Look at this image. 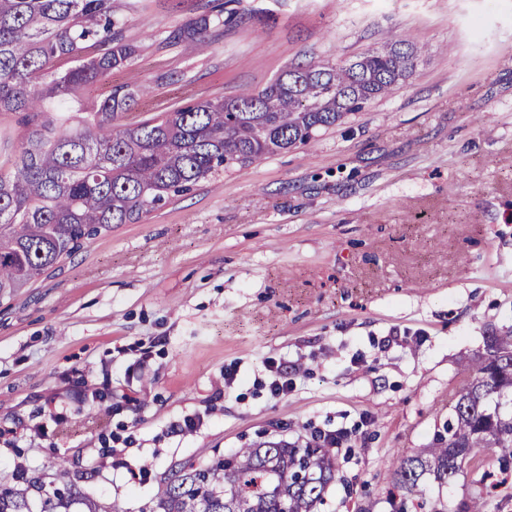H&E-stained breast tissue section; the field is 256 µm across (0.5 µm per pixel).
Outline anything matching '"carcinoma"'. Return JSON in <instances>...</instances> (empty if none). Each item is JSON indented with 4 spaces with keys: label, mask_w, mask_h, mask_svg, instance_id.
<instances>
[{
    "label": "carcinoma",
    "mask_w": 512,
    "mask_h": 512,
    "mask_svg": "<svg viewBox=\"0 0 512 512\" xmlns=\"http://www.w3.org/2000/svg\"><path fill=\"white\" fill-rule=\"evenodd\" d=\"M113 0H0V116L22 129L0 169V301H9L115 224H134L237 168L306 145L366 110L413 75L407 34L340 65L291 64L261 89L193 100L147 119L119 116L148 87L112 85L142 46L119 37ZM220 17L202 15L190 37ZM67 59L61 69L56 62ZM482 448L512 469V328L491 337L474 376L426 457L396 458L394 486L420 492L467 471ZM335 449L281 442L239 448L174 471L154 512H315L334 480ZM57 464L58 484L0 485V512H74L81 490Z\"/></svg>",
    "instance_id": "1"
}]
</instances>
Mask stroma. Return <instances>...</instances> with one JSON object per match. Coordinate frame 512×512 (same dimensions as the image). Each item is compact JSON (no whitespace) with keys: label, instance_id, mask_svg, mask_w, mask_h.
I'll list each match as a JSON object with an SVG mask.
<instances>
[{"label":"stroma","instance_id":"obj_1","mask_svg":"<svg viewBox=\"0 0 512 512\" xmlns=\"http://www.w3.org/2000/svg\"><path fill=\"white\" fill-rule=\"evenodd\" d=\"M114 5L144 50L112 82L153 90L125 123L348 62L390 29L425 53L312 144L114 226L0 305V477L47 485L63 456L103 512H152L179 464L343 427L319 512H393V458L430 447L490 334L512 327V0H231L237 19L202 43L179 32L212 0ZM272 361L294 368L287 394L267 387ZM187 418L196 431L172 433ZM497 469L485 448L421 486L512 512L477 494Z\"/></svg>","mask_w":512,"mask_h":512}]
</instances>
